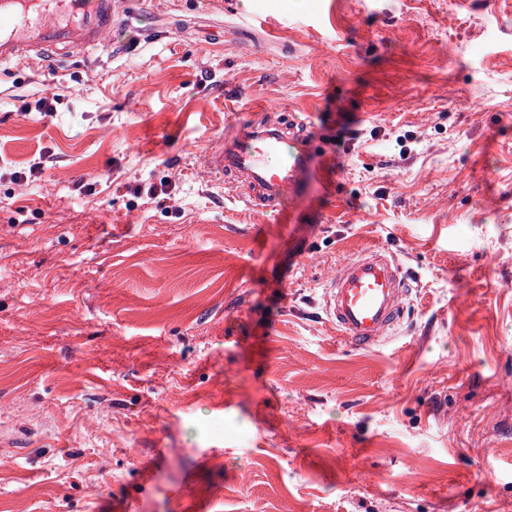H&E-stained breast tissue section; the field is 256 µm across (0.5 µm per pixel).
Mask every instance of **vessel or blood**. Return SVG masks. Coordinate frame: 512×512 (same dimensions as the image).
I'll use <instances>...</instances> for the list:
<instances>
[{"label":"vessel or blood","instance_id":"vessel-or-blood-1","mask_svg":"<svg viewBox=\"0 0 512 512\" xmlns=\"http://www.w3.org/2000/svg\"><path fill=\"white\" fill-rule=\"evenodd\" d=\"M120 11L117 0H0V67L61 53L98 49ZM299 113L228 124L209 149L212 184L235 189L248 210L274 212L298 195L318 156ZM411 294L408 278L387 249L344 260L323 292V309L337 334L357 350L387 343Z\"/></svg>","mask_w":512,"mask_h":512}]
</instances>
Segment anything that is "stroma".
<instances>
[{
  "label": "stroma",
  "mask_w": 512,
  "mask_h": 512,
  "mask_svg": "<svg viewBox=\"0 0 512 512\" xmlns=\"http://www.w3.org/2000/svg\"><path fill=\"white\" fill-rule=\"evenodd\" d=\"M258 103L334 163L272 215L203 172ZM375 246L413 292L359 351L323 286ZM124 503L512 512V0H130L0 71V512Z\"/></svg>",
  "instance_id": "35a3bbf8"
}]
</instances>
